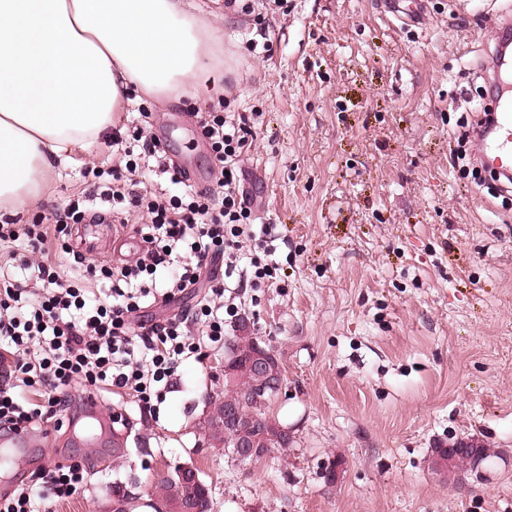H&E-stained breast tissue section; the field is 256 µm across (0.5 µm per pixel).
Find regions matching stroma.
Returning a JSON list of instances; mask_svg holds the SVG:
<instances>
[{
	"mask_svg": "<svg viewBox=\"0 0 512 512\" xmlns=\"http://www.w3.org/2000/svg\"><path fill=\"white\" fill-rule=\"evenodd\" d=\"M382 0H256L267 56L245 48L252 15L212 5L231 69L195 96H132L119 128L152 113L151 136L199 176L198 133L218 98L253 117L246 187L276 227L279 284L250 288L242 313L281 356L286 394L271 410L292 448L246 466L208 447L196 424L224 386V351L184 362L152 416L116 394L104 412L134 423L123 458L85 447L66 415L36 433L33 459L0 447V492L41 464L86 458L83 487L47 512H112L134 494L161 512L159 477L182 464L210 485L212 512H512V199L474 177L468 129L489 102L482 65L512 0H429L421 25ZM47 170L35 210L85 192L83 167ZM466 440L484 459L453 472L432 450ZM337 464L335 481L326 471Z\"/></svg>",
	"mask_w": 512,
	"mask_h": 512,
	"instance_id": "obj_1",
	"label": "stroma"
}]
</instances>
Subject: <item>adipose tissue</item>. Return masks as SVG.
I'll use <instances>...</instances> for the list:
<instances>
[{"label": "adipose tissue", "instance_id": "1", "mask_svg": "<svg viewBox=\"0 0 512 512\" xmlns=\"http://www.w3.org/2000/svg\"><path fill=\"white\" fill-rule=\"evenodd\" d=\"M216 44L195 0H0V210L107 138L131 89L193 95Z\"/></svg>", "mask_w": 512, "mask_h": 512}]
</instances>
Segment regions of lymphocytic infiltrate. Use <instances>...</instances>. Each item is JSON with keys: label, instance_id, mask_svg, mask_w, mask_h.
<instances>
[{"label": "lymphocytic infiltrate", "instance_id": "1", "mask_svg": "<svg viewBox=\"0 0 512 512\" xmlns=\"http://www.w3.org/2000/svg\"><path fill=\"white\" fill-rule=\"evenodd\" d=\"M199 125L211 149V185L195 188L173 163L162 160L159 142L144 126L113 137L124 148L122 165L91 167L93 181L61 210L34 215L31 223L0 224V252L25 240L26 280L0 264V431L43 429L52 414L69 411L71 390L113 393L154 410L157 385H171L182 362L198 357L203 342L221 344L235 300L246 288L275 284L272 225H258L255 198L242 183V164L252 150L245 114L211 106ZM153 158L169 189L138 190L136 172ZM179 193H171V186ZM147 214L139 232L146 244L121 265L87 264L75 256L73 276L57 258L69 252L74 225L88 216ZM252 251H244V242ZM105 281L100 295L89 281ZM195 293L196 301L181 307ZM168 315L155 320L149 310ZM85 460L57 463L33 473L43 498L66 499L83 485Z\"/></svg>", "mask_w": 512, "mask_h": 512}]
</instances>
